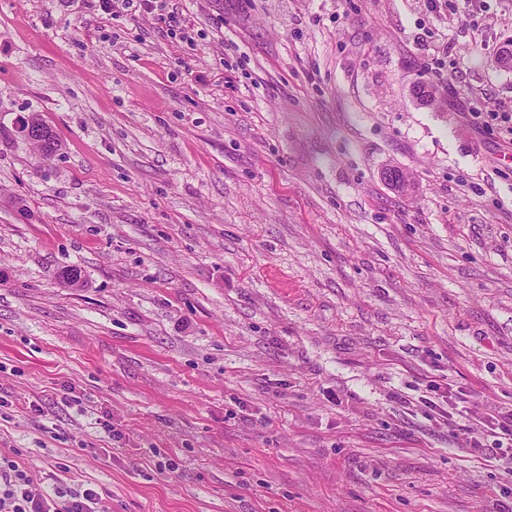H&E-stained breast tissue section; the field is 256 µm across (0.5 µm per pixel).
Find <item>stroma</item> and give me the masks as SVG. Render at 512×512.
Returning <instances> with one entry per match:
<instances>
[{
    "mask_svg": "<svg viewBox=\"0 0 512 512\" xmlns=\"http://www.w3.org/2000/svg\"><path fill=\"white\" fill-rule=\"evenodd\" d=\"M509 39L512 0H0V456L112 512H512L426 404L512 409ZM21 132H27L25 137L30 140L43 156H51L57 150V142L52 129L36 115L20 119ZM437 395H439L437 397L438 402L429 399L428 404L443 422H448L450 418H453L454 413L450 410H458L459 403L467 402L466 397L452 394L448 391V387L445 388V391Z\"/></svg>",
    "mask_w": 512,
    "mask_h": 512,
    "instance_id": "35a3bbf8",
    "label": "stroma"
}]
</instances>
